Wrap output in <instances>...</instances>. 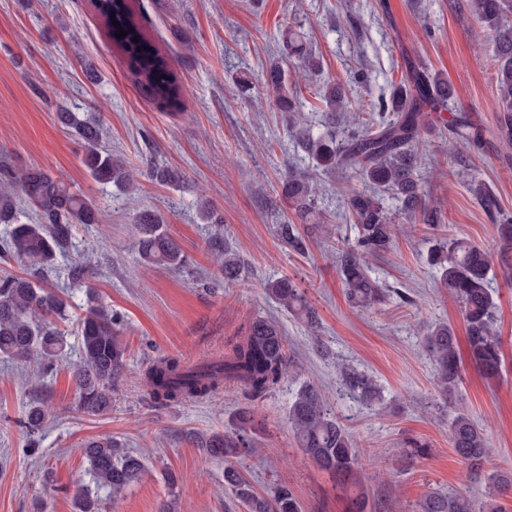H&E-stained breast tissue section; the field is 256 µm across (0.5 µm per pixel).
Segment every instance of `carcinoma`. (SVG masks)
I'll return each mask as SVG.
<instances>
[{"label":"carcinoma","instance_id":"cac0c4a2","mask_svg":"<svg viewBox=\"0 0 512 512\" xmlns=\"http://www.w3.org/2000/svg\"><path fill=\"white\" fill-rule=\"evenodd\" d=\"M91 7L108 36L126 58L136 82L145 87L162 107L176 108L183 88L170 68L167 57L144 34L137 22L133 0H90ZM458 10L475 17L493 33L495 43L497 98V135L512 144V0H456ZM118 21L115 26L112 21ZM127 35L116 37L119 30ZM283 51L291 67L305 77L317 75L320 63L307 52L301 36L293 30L283 40ZM267 85L288 100L285 70L276 62L266 77ZM326 102V130L297 118L288 132L302 149L312 155L325 172L352 171L362 177L368 189L348 197L347 210L357 235L341 251L339 273L348 302L354 308L367 309L380 302L385 288L371 275L372 260L389 251L406 226L417 223L425 230L442 226L440 210L430 204L421 187L419 174L422 155L430 148L425 138L430 113L449 110L453 88L443 79L416 72L394 86L389 98L378 103L381 113L389 115L384 123L374 114L356 115L353 127H336V113L349 111V101L340 84L323 86ZM61 126L74 132L83 143L82 162L91 178L112 183L130 194L139 186L138 177L160 183L177 180V174L165 167L149 166L145 171L128 167L119 156L102 149L103 125L99 120L82 118L68 110L57 113ZM453 164L470 170L469 153L480 143L466 117L459 115L448 129ZM288 204L301 221L275 225L278 240L294 251L306 249L309 242L326 232L327 212L319 206L316 189L294 172L284 175ZM469 190L479 205L497 222V233L504 248L512 249V215L502 211L499 199L486 184L471 179ZM390 192L400 203L403 221L395 220L385 207L381 193ZM96 200L61 178L40 170L18 173L0 162V256L23 267L21 275L0 276V356L33 362L44 373L55 369L67 342L56 321L64 319L68 301L45 282L58 257L69 252L75 224L100 223ZM136 247L140 261L149 267L180 271L188 266V257L169 235L162 215L142 211L135 215ZM213 261L224 275V284L241 279L239 256L224 234L213 233L208 240ZM426 263L439 273L438 287L461 310L467 333L468 358L484 377L495 379L503 369L501 337L495 319V302L490 287L491 259L488 252L465 237L435 238ZM266 297L318 335L319 318L307 291L290 278L268 280L261 285ZM87 316L79 323V360L72 377L77 410L102 415L112 408L114 385L126 366V345L120 333L124 319L112 312L93 290H88ZM435 368V387L440 397L448 398L461 382L458 340L452 327L436 323L427 327L422 338ZM283 330L274 320L257 317L248 326L244 340L222 360L188 368L174 358L153 362L144 373L150 396L158 402L217 397L234 384L249 397L262 398L276 389L290 373ZM340 385L366 404L379 396L374 380L358 368L343 364L339 368ZM52 407L37 402L25 411L21 424L29 435L43 429L52 416ZM288 428L298 447L321 470L329 473L346 495L350 512H367L369 506L353 436L339 420L325 392L306 384L296 392L288 409ZM449 434L458 456L472 471H482L490 456L486 428L468 414L457 411ZM251 441L241 429L231 435L214 434L204 441L214 455L234 458L250 448ZM82 454L93 486L81 485L75 493L78 512H103L105 502L98 492L107 491L116 501L146 471L143 456L122 450L112 439L85 442ZM224 483L248 506V512H303L302 505L286 486L277 487L267 497L255 492L238 467L224 468ZM512 493V473L496 472L489 478L486 512H498L494 496ZM418 512H474L470 496L429 491L420 501Z\"/></svg>","mask_w":512,"mask_h":512}]
</instances>
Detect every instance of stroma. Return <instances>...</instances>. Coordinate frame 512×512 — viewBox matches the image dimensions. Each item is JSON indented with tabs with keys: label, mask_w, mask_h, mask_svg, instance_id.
<instances>
[{
	"label": "stroma",
	"mask_w": 512,
	"mask_h": 512,
	"mask_svg": "<svg viewBox=\"0 0 512 512\" xmlns=\"http://www.w3.org/2000/svg\"><path fill=\"white\" fill-rule=\"evenodd\" d=\"M141 23L185 88L179 114L157 105L137 85L124 56L110 44L88 0H0V160L20 171L61 177L94 198L102 221L72 231L77 251H91L61 327L67 349H78V321L93 288L124 319L121 338L127 366L112 394L109 413L76 410L69 363L42 375L35 364L0 358V512H76L71 494L89 483L80 446L109 437L124 450L145 453L148 469L120 499L116 512H245L224 486L223 457L207 453L201 438L233 428L238 411L255 405L251 453L236 464L255 491L288 486L303 512H347L343 493L298 448L288 428V406L305 383L325 387L328 401L349 427L367 478L370 512H416L431 490L463 492L475 503L487 498L488 473L512 471V251H504L493 224L469 193L448 155V136L431 130L421 168L422 187L442 211L450 233L469 238L493 257V297L502 341L500 380L483 378L464 364L454 397L485 426L493 453L485 473L474 476L449 443V416L438 405L435 369L423 343L424 329L450 323L466 331L457 305L437 286L425 262L421 230L400 238L374 272L385 300L352 308L339 278L337 254L354 239L345 219L349 194L364 190L360 175L325 173L288 137L291 114L267 87L271 62L288 29L319 57L320 81L301 82L305 116L319 120L325 81L344 85L353 104L387 97L412 67L447 80L454 109L484 131L470 153L471 168L512 212V146L495 135L497 95L493 40L450 0H134ZM97 76L89 78L86 65ZM100 112L103 145L132 168L160 164L176 171L177 185L140 178L126 195L95 182L85 171L76 136L56 119L60 108ZM309 175L331 215L330 237L307 252L288 250L274 227L289 216L283 191L288 169ZM224 218V237L238 253L242 278L219 291L220 279L202 223L198 197ZM161 213L170 234L190 256L181 273L145 268L135 247L137 212ZM291 277L306 288L320 319L318 338L279 311L262 282ZM259 316L280 322L293 375L265 398L249 402L240 391L204 400L155 402L142 377L161 356L184 364L223 355ZM366 372L381 391L368 406L339 388L338 362ZM45 401L54 409L30 450L18 421L27 407ZM428 446L420 459L404 456L406 440ZM175 474L176 487L166 476Z\"/></svg>",
	"instance_id": "1"
}]
</instances>
